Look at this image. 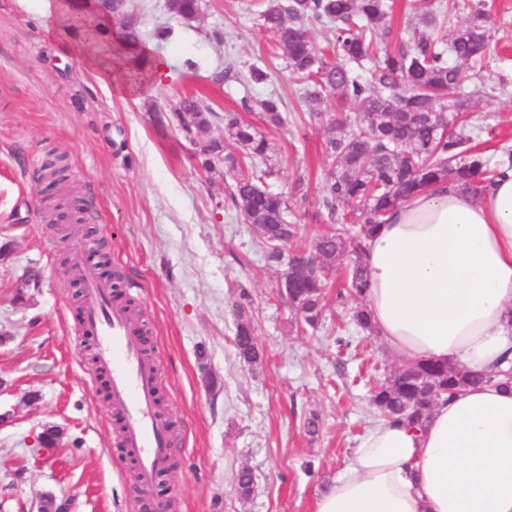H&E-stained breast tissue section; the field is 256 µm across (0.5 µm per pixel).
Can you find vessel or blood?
<instances>
[{"mask_svg":"<svg viewBox=\"0 0 512 512\" xmlns=\"http://www.w3.org/2000/svg\"><path fill=\"white\" fill-rule=\"evenodd\" d=\"M71 252L82 284L80 327L95 343V370L107 382L119 420L117 446L134 459L139 496L145 499L168 469L175 444L169 420L158 411L161 362L145 351L144 325L114 296L111 277L81 244Z\"/></svg>","mask_w":512,"mask_h":512,"instance_id":"vessel-or-blood-1","label":"vessel or blood"}]
</instances>
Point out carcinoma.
Segmentation results:
<instances>
[{
    "mask_svg": "<svg viewBox=\"0 0 512 512\" xmlns=\"http://www.w3.org/2000/svg\"><path fill=\"white\" fill-rule=\"evenodd\" d=\"M169 9L181 19L198 18L200 0H169ZM455 0L436 4L426 0L417 10L412 45L376 54L374 39L391 20L389 0H267L261 13L262 26L273 36L288 67L303 79L302 99L307 105L310 125L321 122L324 93L359 107L353 119L356 130L337 129L326 142L329 159L324 174L325 188L316 198V213L328 224L358 225L357 237L345 241L333 232L320 236L312 252L294 260L288 299L311 328L321 323L325 288L336 264L346 262L345 291L336 299L360 301L352 322L360 334H374L371 314L365 304L369 288L364 261V241L386 216L411 196L434 185L453 181L472 194L480 195L500 174L512 169V148L498 147L494 167L481 152L467 147L471 136L466 126L453 125L448 113H460L470 97L448 100L463 81L459 66L451 63L477 62L490 52L491 18L481 0L469 5L467 22L452 31L447 42L434 39L429 29L451 10ZM112 14L124 28V41L118 51L122 63L136 74L146 69L147 49L139 21L124 0H112ZM331 25L333 41L328 49L317 51L309 38L313 27ZM371 63L370 79L365 81L356 69ZM279 96L242 100L248 112L260 114L273 128L285 123ZM172 122L182 132L198 134L208 126L207 111L200 100L181 99L171 108ZM228 141L247 156L252 164L270 160L271 146L264 135L233 115L224 119ZM223 154L224 168L234 173L227 188L228 205L238 211L261 240L269 261L279 262L283 247L297 235V225L288 222V198L269 189L265 178L270 171L237 172L239 156L226 150L217 138L200 150V164L212 167L211 156ZM60 157L48 153L43 169L45 192L53 194L67 181ZM234 347L246 363L260 360L253 327L243 305H237ZM499 383L508 378L497 372L482 375L450 363L407 364L377 384L371 404L385 420L421 424L442 398L480 383Z\"/></svg>",
    "mask_w": 512,
    "mask_h": 512,
    "instance_id": "obj_1",
    "label": "carcinoma"
}]
</instances>
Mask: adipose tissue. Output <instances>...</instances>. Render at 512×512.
I'll use <instances>...</instances> for the list:
<instances>
[{"instance_id": "obj_1", "label": "adipose tissue", "mask_w": 512, "mask_h": 512, "mask_svg": "<svg viewBox=\"0 0 512 512\" xmlns=\"http://www.w3.org/2000/svg\"><path fill=\"white\" fill-rule=\"evenodd\" d=\"M366 265L375 334L400 361L512 368V169L478 197L414 196L373 232ZM315 512H512V387L464 389L420 427L366 428Z\"/></svg>"}]
</instances>
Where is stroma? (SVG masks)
I'll return each instance as SVG.
<instances>
[{
    "instance_id": "35a3bbf8",
    "label": "stroma",
    "mask_w": 512,
    "mask_h": 512,
    "mask_svg": "<svg viewBox=\"0 0 512 512\" xmlns=\"http://www.w3.org/2000/svg\"><path fill=\"white\" fill-rule=\"evenodd\" d=\"M497 29L487 66L467 75L493 85L512 76V0H487ZM419 0H396L386 33L391 50L409 42ZM151 54L166 63L134 97L125 78L96 81L74 51L75 40H45L39 26L63 0H0V512H38L41 493L70 498L73 512H138L134 466L117 447L104 382H91V340L79 331L70 272L69 225L89 248H101L120 271L118 292L131 296L147 338L163 363L162 401L179 441V465L158 489L171 512H314L320 491L378 421L370 389L400 364L377 339L336 342L350 305L336 301V269L317 328L305 326L278 292L285 263H272L250 225L227 205L223 159L204 171L198 152L224 134L231 112L266 133L273 151L271 187L288 195L300 226L285 255L311 251L329 226L311 203L323 191L320 161L346 109L324 98L320 125L306 121L302 85L261 26L262 0H201L197 20L183 21L168 0H129ZM170 28L160 44L155 29ZM195 69H187L185 60ZM233 66L240 80L216 84ZM270 78L252 85L251 67ZM277 93L288 121L266 128L241 111L246 96ZM212 108L210 126L188 141L166 114L181 96ZM474 145L487 157L512 142V87L476 98L465 114ZM64 155L71 178L45 197L40 157ZM307 173L309 202L293 195ZM246 303L262 351L239 360L233 344L236 306ZM317 418L316 432L307 422ZM59 429L57 444L37 438ZM253 473L241 496L234 477Z\"/></svg>"
}]
</instances>
